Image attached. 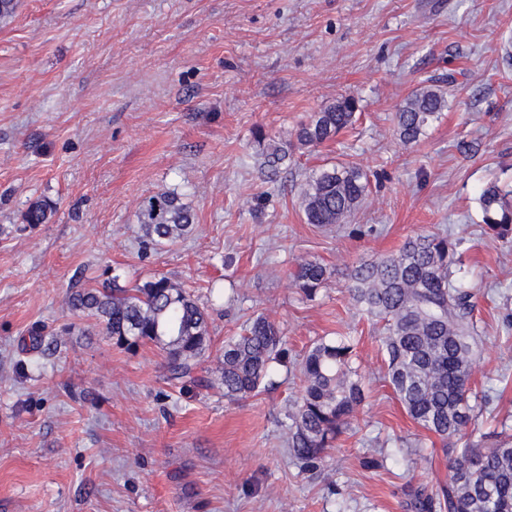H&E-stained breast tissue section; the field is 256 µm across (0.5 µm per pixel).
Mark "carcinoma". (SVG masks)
<instances>
[{
    "instance_id": "cac0c4a2",
    "label": "carcinoma",
    "mask_w": 512,
    "mask_h": 512,
    "mask_svg": "<svg viewBox=\"0 0 512 512\" xmlns=\"http://www.w3.org/2000/svg\"><path fill=\"white\" fill-rule=\"evenodd\" d=\"M447 107L444 93L433 87L413 92L396 112L397 133L405 144L418 142ZM358 101L344 96L313 112L294 131L300 148H314L352 125ZM288 164V145H274L265 156L270 182ZM363 169L338 163L312 173L300 191L306 223L340 224L368 192ZM482 223L500 238L512 236V193L495 183L479 193ZM55 207L36 200L21 212L22 223L46 224ZM138 219L146 245L160 250L194 230L195 214L176 192H159L143 202ZM458 243L437 233L405 240L394 253L361 259L350 272L351 300L384 322L381 349L386 378L407 415L442 439L460 434L472 421L470 400L487 404L471 392L477 325L470 289L455 283ZM119 276L95 286L72 287L66 309L92 321L98 333L126 349L152 344L164 353V370L172 383L196 380L224 391L229 400L258 391L288 365L285 336L264 315L253 318L237 336L224 341L216 378H196L195 370L210 347L207 314L198 301L161 275L133 288L118 285ZM293 279L307 297L328 280L320 262L300 263ZM57 340L30 332V350L52 354ZM353 345L344 338L320 340L300 365L302 394L288 411V453L308 471L321 468L348 420L364 400L362 376L354 366ZM410 512H512V446L462 448L448 464V480L410 490Z\"/></svg>"
}]
</instances>
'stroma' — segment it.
<instances>
[{
  "label": "stroma",
  "mask_w": 512,
  "mask_h": 512,
  "mask_svg": "<svg viewBox=\"0 0 512 512\" xmlns=\"http://www.w3.org/2000/svg\"><path fill=\"white\" fill-rule=\"evenodd\" d=\"M511 40L512 0H20L0 28V512H406L411 487L445 481L451 449L512 444V240L485 232L477 202L489 180L512 183ZM433 81L448 106L402 144L397 108ZM347 95L358 121L267 183L265 139ZM341 162L369 173L363 203L306 223L302 184ZM162 191L195 228L149 251L137 213ZM36 199L54 217L20 229ZM422 232L460 243L480 330L472 389L490 398L445 441L395 398L383 324L347 292L352 263ZM305 260L330 273L312 299L292 277ZM107 267L127 287L166 275L206 304L200 372L260 313L289 370L232 402L171 386L154 345L117 347L65 310L69 287ZM214 284L230 299L211 304ZM42 326L58 350L23 367ZM336 336L355 343L366 399L305 472L284 422L303 354Z\"/></svg>",
  "instance_id": "35a3bbf8"
}]
</instances>
